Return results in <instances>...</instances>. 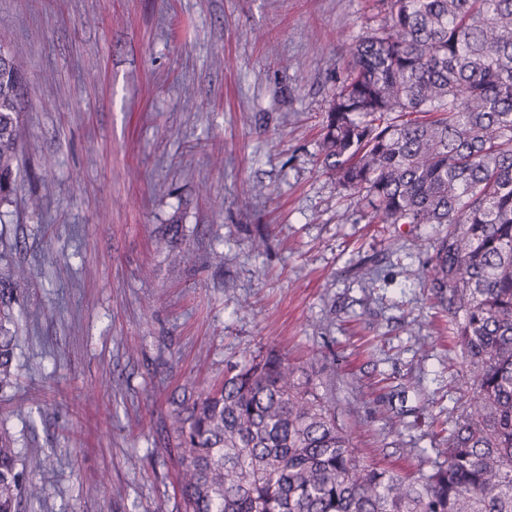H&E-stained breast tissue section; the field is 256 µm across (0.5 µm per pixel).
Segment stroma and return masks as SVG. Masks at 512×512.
<instances>
[{"label": "stroma", "instance_id": "obj_1", "mask_svg": "<svg viewBox=\"0 0 512 512\" xmlns=\"http://www.w3.org/2000/svg\"><path fill=\"white\" fill-rule=\"evenodd\" d=\"M370 15L371 0H0L28 81L0 242L39 267L0 424L56 461L24 512H181L161 449L184 378L205 389L271 351L319 370L340 422L365 420L361 456L411 471L439 446L469 394L425 283L442 228L368 223L318 155Z\"/></svg>", "mask_w": 512, "mask_h": 512}]
</instances>
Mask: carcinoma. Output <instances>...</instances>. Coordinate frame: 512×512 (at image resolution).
<instances>
[{"mask_svg": "<svg viewBox=\"0 0 512 512\" xmlns=\"http://www.w3.org/2000/svg\"><path fill=\"white\" fill-rule=\"evenodd\" d=\"M353 44L320 144L374 224H439L426 287L452 317L471 390L410 476L363 460L335 406L273 352L182 387L171 427L183 512H512V0H380ZM26 78L0 46V206L16 191ZM0 250V393L17 385L20 286ZM0 427V512L39 499Z\"/></svg>", "mask_w": 512, "mask_h": 512, "instance_id": "1", "label": "carcinoma"}]
</instances>
